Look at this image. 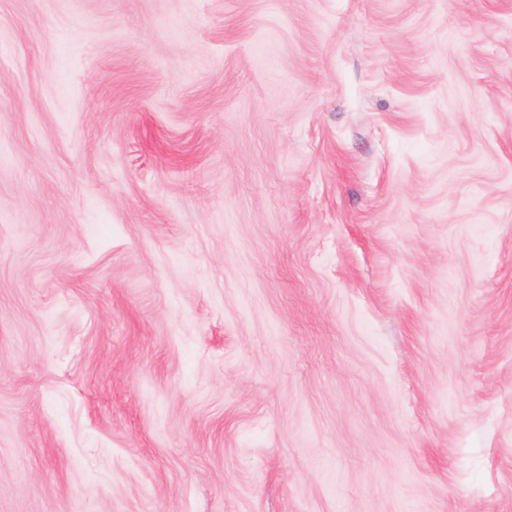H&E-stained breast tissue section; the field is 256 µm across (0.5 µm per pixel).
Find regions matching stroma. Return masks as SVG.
<instances>
[{
  "mask_svg": "<svg viewBox=\"0 0 512 512\" xmlns=\"http://www.w3.org/2000/svg\"><path fill=\"white\" fill-rule=\"evenodd\" d=\"M0 512H512V0H0Z\"/></svg>",
  "mask_w": 512,
  "mask_h": 512,
  "instance_id": "stroma-1",
  "label": "stroma"
}]
</instances>
